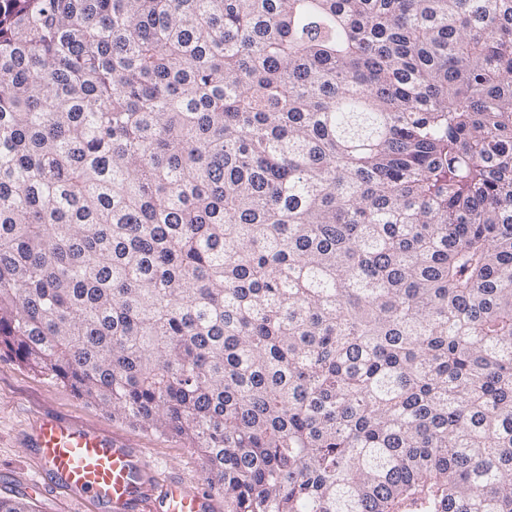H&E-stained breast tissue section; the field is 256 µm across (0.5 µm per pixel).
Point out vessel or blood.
<instances>
[{
    "mask_svg": "<svg viewBox=\"0 0 512 512\" xmlns=\"http://www.w3.org/2000/svg\"><path fill=\"white\" fill-rule=\"evenodd\" d=\"M32 446L55 486L102 512H215L212 496L159 477L141 449L117 436L45 419Z\"/></svg>",
    "mask_w": 512,
    "mask_h": 512,
    "instance_id": "vessel-or-blood-1",
    "label": "vessel or blood"
}]
</instances>
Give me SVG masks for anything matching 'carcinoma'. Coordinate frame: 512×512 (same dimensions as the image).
Segmentation results:
<instances>
[{
  "label": "carcinoma",
  "instance_id": "carcinoma-1",
  "mask_svg": "<svg viewBox=\"0 0 512 512\" xmlns=\"http://www.w3.org/2000/svg\"><path fill=\"white\" fill-rule=\"evenodd\" d=\"M0 350L224 512H512V0H0Z\"/></svg>",
  "mask_w": 512,
  "mask_h": 512
}]
</instances>
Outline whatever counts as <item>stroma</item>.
<instances>
[{"label": "stroma", "instance_id": "obj_1", "mask_svg": "<svg viewBox=\"0 0 512 512\" xmlns=\"http://www.w3.org/2000/svg\"><path fill=\"white\" fill-rule=\"evenodd\" d=\"M55 416L111 432L130 447L142 449L165 475L205 491L210 488L203 458L186 439L133 426L111 409L78 398L69 386L0 351V498L27 500L33 512H97L49 487L39 474L29 435L36 421Z\"/></svg>", "mask_w": 512, "mask_h": 512}]
</instances>
